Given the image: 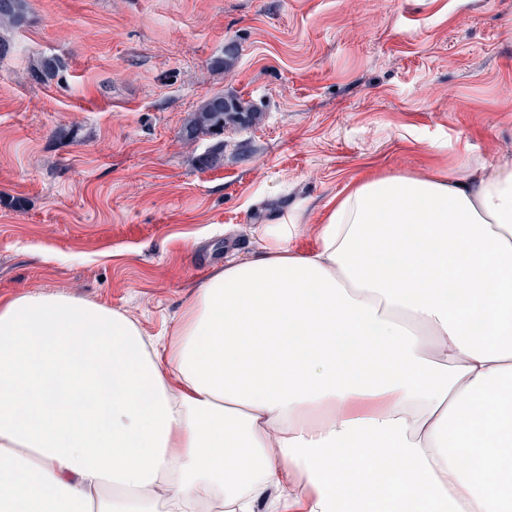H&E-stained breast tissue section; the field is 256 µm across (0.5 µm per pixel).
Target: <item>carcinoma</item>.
<instances>
[{"label":"carcinoma","mask_w":512,"mask_h":512,"mask_svg":"<svg viewBox=\"0 0 512 512\" xmlns=\"http://www.w3.org/2000/svg\"><path fill=\"white\" fill-rule=\"evenodd\" d=\"M26 0H0V27H18L26 21ZM257 112L237 95L217 94L192 115L185 129V140L193 141L201 134H218L227 127H249L255 124Z\"/></svg>","instance_id":"obj_1"}]
</instances>
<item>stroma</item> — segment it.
<instances>
[{
  "mask_svg": "<svg viewBox=\"0 0 512 512\" xmlns=\"http://www.w3.org/2000/svg\"><path fill=\"white\" fill-rule=\"evenodd\" d=\"M0 42V298L69 294L150 336L265 225L313 251L363 178L512 163V0H27ZM217 93L259 121L185 141Z\"/></svg>",
  "mask_w": 512,
  "mask_h": 512,
  "instance_id": "obj_1",
  "label": "stroma"
}]
</instances>
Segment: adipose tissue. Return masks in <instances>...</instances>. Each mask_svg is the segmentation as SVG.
Segmentation results:
<instances>
[{
  "mask_svg": "<svg viewBox=\"0 0 512 512\" xmlns=\"http://www.w3.org/2000/svg\"><path fill=\"white\" fill-rule=\"evenodd\" d=\"M166 344L0 299V512H512V164L346 190Z\"/></svg>",
  "mask_w": 512,
  "mask_h": 512,
  "instance_id": "obj_1",
  "label": "adipose tissue"
}]
</instances>
